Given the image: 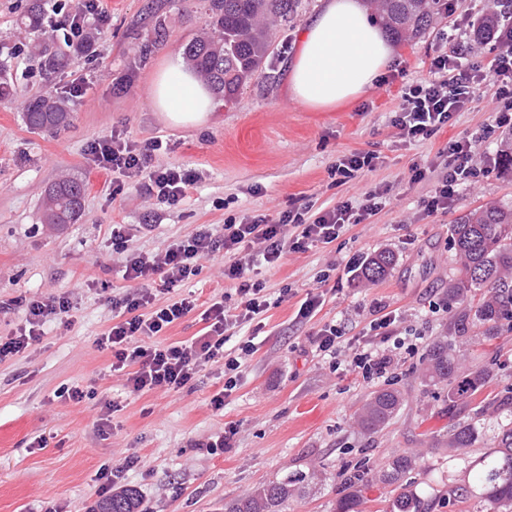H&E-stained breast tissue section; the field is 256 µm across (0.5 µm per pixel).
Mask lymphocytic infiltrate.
Instances as JSON below:
<instances>
[{
  "label": "lymphocytic infiltrate",
  "mask_w": 512,
  "mask_h": 512,
  "mask_svg": "<svg viewBox=\"0 0 512 512\" xmlns=\"http://www.w3.org/2000/svg\"><path fill=\"white\" fill-rule=\"evenodd\" d=\"M457 36L447 49L432 57L428 82L409 85L404 101L392 120L399 137L406 142L426 141L451 125L457 112L485 102L496 105L498 98L512 96V0H485L479 14L464 13L454 21ZM495 42L497 53L487 63L472 62L466 50L472 38ZM497 86L498 96L487 93ZM512 123L507 113H498L493 125L482 135L468 132L450 138L443 150L446 171L423 205L429 213L447 212L456 202L461 188L470 186L481 170L476 165L480 146L496 128ZM163 143L149 139L141 143L126 141L113 133L93 141L89 153L99 166L122 172L134 179L139 195L174 207L200 179L196 169L183 166L153 168L155 152ZM390 199L389 186H379L366 194L361 203L341 200L313 208L312 204H289L277 219L246 215L228 219L222 235L207 226L171 244L164 254L147 255L127 249L129 237L124 225L112 227V248L123 254V278L128 287L113 294L112 325L99 336L100 349L111 352L113 372L121 374L132 393L153 390L180 391L193 387L207 365L224 367V387L211 399L214 409L237 387L243 366L256 346L252 339L233 340V330L253 324L267 311L269 301L261 281H249L247 274L255 258L277 265L289 252H303L318 244L334 242L350 225L368 223ZM223 253L225 280L236 283L234 293L224 294L206 310H198L195 299L173 297L180 283L198 275L203 260ZM169 297L157 301L158 294ZM24 326L13 336L0 339V362L16 357L39 342L42 328L50 318L69 313L67 295H50L28 300ZM201 311L204 332L188 341L166 343L164 333L193 311ZM374 319L363 336L357 337L347 362L350 370L363 379L383 377L393 363L391 355L379 348L396 331L397 316L382 306H374Z\"/></svg>",
  "instance_id": "lymphocytic-infiltrate-1"
}]
</instances>
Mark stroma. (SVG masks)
<instances>
[{
    "label": "stroma",
    "instance_id": "obj_1",
    "mask_svg": "<svg viewBox=\"0 0 512 512\" xmlns=\"http://www.w3.org/2000/svg\"><path fill=\"white\" fill-rule=\"evenodd\" d=\"M21 0H0V78L15 90L0 99V336L24 325L18 298L67 295V317L48 322L40 342L0 362V512H40L42 502L87 512L96 503L98 471L126 456L140 457L125 486L136 490L142 512H224V504L286 474L310 477L288 512H332L348 489L343 471H366L358 512H390L395 486L376 479L392 457L409 453L416 464L404 484L429 504L428 512H476L474 500L451 496L492 446L512 409L485 414L491 399L512 394V330L463 349V371L488 370L484 388L464 404L448 400V386L424 382L421 371L436 340L448 335L452 312L441 310L448 283L458 273L450 226L485 205L512 206V169L498 166L463 190L445 214L424 210L429 182L409 184L412 162L434 156L458 133L479 134L493 116L484 104L459 113L452 126L425 143L406 144L391 117L405 84L431 80L430 60L441 47L449 18L433 20L420 39H394L397 55L386 82L352 105L332 112L308 109L288 95V63L307 20L323 0H299L288 21L269 27L270 50L235 99L222 101L206 126L167 124L150 100V84L169 54L205 31L208 0H100L93 19L99 39L88 52L71 55L64 73L42 74L19 45ZM166 36L156 41L155 21ZM85 81L81 96L70 88ZM51 93L66 99L71 122L61 131L34 133L22 120L28 99ZM120 132L142 142L162 140L153 163L192 167L202 175L177 207L144 202L120 172L97 168L88 147ZM379 154L377 168L356 181L335 184L330 171L339 156ZM85 185L75 223L54 226L42 219L48 187L61 176ZM391 184L390 203L370 223L351 227L336 241L287 254L275 267L257 265L270 306L254 339L236 391L222 410L210 400L224 385L223 367H206L193 389L128 393L113 374L110 352L95 340L112 324L108 302L121 287V257L112 251V225H125L132 249L157 253L199 225L223 233L228 217L276 216L289 201L336 203L363 200L375 186ZM381 250L396 262L387 276L369 284L352 277L351 266ZM223 254L206 259L200 273L176 287L199 303L226 289ZM324 304L312 318H298L307 293ZM396 311L397 343H385L394 364L384 378L365 383L346 366H332L312 344L324 324L346 337L363 332L370 308ZM81 385V402L60 398ZM399 390L404 403L374 434L361 430L358 413L376 390ZM116 404L111 425L99 431L97 417ZM238 432L223 455L196 443L220 435L225 424ZM479 429L477 442L451 451L450 431Z\"/></svg>",
    "mask_w": 512,
    "mask_h": 512
}]
</instances>
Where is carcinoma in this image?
<instances>
[{"mask_svg":"<svg viewBox=\"0 0 512 512\" xmlns=\"http://www.w3.org/2000/svg\"><path fill=\"white\" fill-rule=\"evenodd\" d=\"M45 0H26L21 6L20 26L28 34L39 33L29 44V52L41 70L52 75L68 65V56L55 49L53 34L44 25ZM380 14L385 29L397 38L416 39L425 34L437 15L448 14V0H381ZM298 0H210L207 25L217 38L199 36L184 47V59L219 97L230 100L262 65L268 50L266 29L295 14ZM65 102L51 94L28 100L23 120L33 132L54 130L69 122ZM84 188L71 177L52 184L43 200L46 224H72L81 207ZM453 247L460 259L458 277L448 283V304L461 308L451 323L454 343L444 336L429 350L422 374L429 383H448V399L468 401L486 383L488 372H459L457 348L469 342V327L485 326L484 341L496 338L499 323L512 322V207L493 206L475 210L451 225ZM394 256L381 251L363 268L368 282L386 276ZM403 403L401 393L393 389L377 391L367 400L359 425L366 432L383 427ZM474 425H460L451 434L448 447H471L478 440ZM496 446L480 459L476 488H457L455 493L475 497L480 512H512V427L504 426L496 436ZM415 464V456L393 457L381 479L394 484ZM308 481L304 474H285L279 479L224 503V512H288V500ZM362 481L359 474L344 476L352 492L340 500L334 512H355ZM136 492L125 489L98 504L96 512H138ZM391 512H426L424 499L414 490L402 489L392 503Z\"/></svg>","mask_w":512,"mask_h":512,"instance_id":"1","label":"carcinoma"}]
</instances>
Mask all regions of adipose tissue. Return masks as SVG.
Instances as JSON below:
<instances>
[{
    "label": "adipose tissue",
    "mask_w": 512,
    "mask_h": 512,
    "mask_svg": "<svg viewBox=\"0 0 512 512\" xmlns=\"http://www.w3.org/2000/svg\"><path fill=\"white\" fill-rule=\"evenodd\" d=\"M394 49L365 0H326L300 35L288 92L293 101L319 111L353 103L380 82ZM152 105L171 125L199 126L216 100L181 56L166 59L152 82Z\"/></svg>",
    "instance_id": "1"
}]
</instances>
